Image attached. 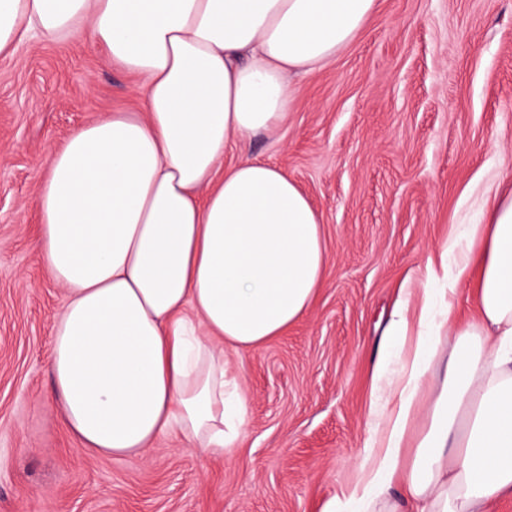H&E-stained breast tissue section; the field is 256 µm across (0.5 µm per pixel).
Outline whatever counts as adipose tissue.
I'll list each match as a JSON object with an SVG mask.
<instances>
[{
	"label": "adipose tissue",
	"instance_id": "1",
	"mask_svg": "<svg viewBox=\"0 0 512 512\" xmlns=\"http://www.w3.org/2000/svg\"><path fill=\"white\" fill-rule=\"evenodd\" d=\"M376 0H0V57L89 36L141 76L143 109L75 128L43 160L37 248L66 301L50 374L82 449L122 457L174 437L224 456L247 418L227 358L310 311L322 218L251 136L287 117L293 77L334 59ZM238 161L220 168L228 149ZM477 277L472 322L454 305ZM418 316L393 308L373 366L380 420L363 478L322 512H489L512 499V193L458 224L427 266ZM413 336L395 365L392 348ZM444 372L417 441L419 393Z\"/></svg>",
	"mask_w": 512,
	"mask_h": 512
}]
</instances>
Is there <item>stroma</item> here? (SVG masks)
I'll return each instance as SVG.
<instances>
[{
	"label": "stroma",
	"instance_id": "35a3bbf8",
	"mask_svg": "<svg viewBox=\"0 0 512 512\" xmlns=\"http://www.w3.org/2000/svg\"><path fill=\"white\" fill-rule=\"evenodd\" d=\"M138 84L85 38L0 61V512H320L363 476L400 289L423 287L486 188L512 192V0H377L349 46L294 78L287 119L251 138L320 213L327 262L310 313L234 355L248 421L224 457L168 439L88 454L52 390L65 292L33 244L41 161L79 125L141 111Z\"/></svg>",
	"mask_w": 512,
	"mask_h": 512
}]
</instances>
